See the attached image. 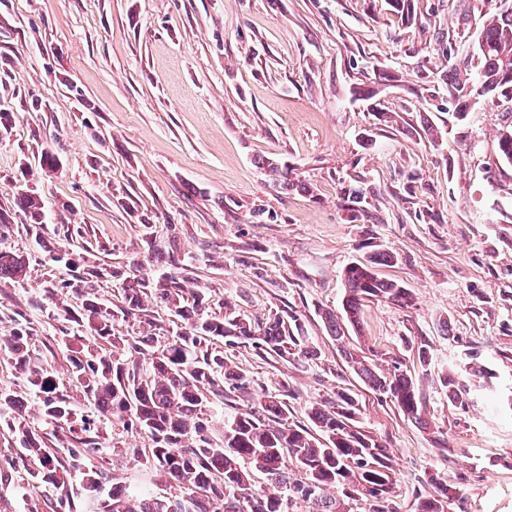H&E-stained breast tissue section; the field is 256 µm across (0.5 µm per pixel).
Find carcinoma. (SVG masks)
<instances>
[{"mask_svg":"<svg viewBox=\"0 0 512 512\" xmlns=\"http://www.w3.org/2000/svg\"><path fill=\"white\" fill-rule=\"evenodd\" d=\"M481 60L477 78L481 93L512 97V8L485 20L478 34ZM396 261V255L374 246L366 256L344 269L342 315H324L329 335L343 340L340 321L359 324L362 302L376 299L400 307L412 300L410 289L396 280L378 277L376 267ZM28 262L0 251V281L27 276ZM165 305L176 329L157 343L152 336H117L118 316L150 317L145 301ZM118 306L87 295L81 302L55 303L61 323L58 346L66 350L67 377L35 349L32 328L18 325L0 336V359L23 375L40 395V410L54 424L58 446L21 422L23 404L11 385L0 382V426L15 433L25 456L34 463L28 483L34 489H66L56 500V512H77L83 503L95 512H385L383 496L394 469L384 444L354 424L355 399L336 394V401L316 403L307 411L313 428L288 423V404L277 395L262 396L254 406L217 415L213 399L224 386L241 390L247 372L209 344L250 343L265 354L293 355L305 362L315 350L304 325L294 316L252 321L231 307L224 316L206 314L201 289L185 288L171 275L156 281L144 277L124 280ZM86 332L72 336L70 330ZM355 375L374 393L388 398L422 429L424 418L418 388L407 372L382 371L368 357L345 352ZM448 402H462L457 378L443 376ZM76 388L97 419L75 417L74 403L64 388ZM120 423L146 435L150 447L132 448V460L169 485L161 495L138 492L111 482L105 465L90 464L102 451V426ZM303 479H293L291 469ZM80 475L79 490L70 488ZM262 476L264 483L255 484ZM460 492L442 490L420 499L416 512H447L448 500Z\"/></svg>","mask_w":512,"mask_h":512,"instance_id":"carcinoma-1","label":"carcinoma"}]
</instances>
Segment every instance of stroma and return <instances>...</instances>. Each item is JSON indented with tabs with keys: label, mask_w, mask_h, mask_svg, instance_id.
Here are the masks:
<instances>
[{
	"label": "stroma",
	"mask_w": 512,
	"mask_h": 512,
	"mask_svg": "<svg viewBox=\"0 0 512 512\" xmlns=\"http://www.w3.org/2000/svg\"><path fill=\"white\" fill-rule=\"evenodd\" d=\"M506 8L413 0L406 21L387 0H0V250L29 262L23 282H0V336L30 323L65 372L48 291L68 273L63 253L91 243L106 273L86 286L102 300L127 277L173 274L202 289L209 315L300 319L309 362L225 347L251 380L225 393V412L281 394L304 425L312 404L350 393L357 427L393 460L386 512H416L445 485L466 512H512V164L498 151L512 100L446 85L454 69L476 78L477 32ZM268 160L299 188L272 181ZM28 196L43 204L41 246ZM375 244L397 256L379 276L415 302L365 301L336 342L319 311L340 309L344 268ZM347 348L411 373L432 433L365 386ZM449 371L463 405L441 385ZM101 442L116 481L161 490L128 455L146 436L114 424ZM8 459L0 512H53L0 429Z\"/></svg>",
	"instance_id": "1"
}]
</instances>
